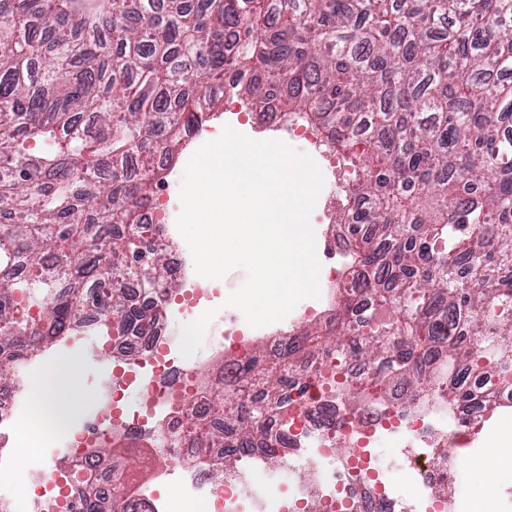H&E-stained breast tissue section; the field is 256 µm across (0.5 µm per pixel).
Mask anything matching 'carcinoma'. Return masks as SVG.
Masks as SVG:
<instances>
[{
    "mask_svg": "<svg viewBox=\"0 0 512 512\" xmlns=\"http://www.w3.org/2000/svg\"><path fill=\"white\" fill-rule=\"evenodd\" d=\"M217 86L345 156L338 223L370 304L350 294L336 327L288 338L273 365L259 349L238 362L257 394L214 399L212 470L257 448L277 462L266 425L305 394L302 361L352 357V335L382 398L404 382L417 409L444 388L457 408L492 404L471 379L512 359V0H13L0 14V268L22 256L28 273L0 276V364L74 331L81 310L116 336L151 326L125 289L91 284L176 288L141 223L152 179L129 151L161 169ZM18 295L39 320L18 319ZM370 397L338 385L324 410ZM139 442L97 449L112 489L89 492L88 512H148L131 492Z\"/></svg>",
    "mask_w": 512,
    "mask_h": 512,
    "instance_id": "carcinoma-1",
    "label": "carcinoma"
}]
</instances>
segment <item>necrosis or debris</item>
Returning <instances> with one entry per match:
<instances>
[{
  "mask_svg": "<svg viewBox=\"0 0 512 512\" xmlns=\"http://www.w3.org/2000/svg\"><path fill=\"white\" fill-rule=\"evenodd\" d=\"M339 208L332 193L322 197L315 216L317 255L326 283L320 298L301 312L258 329L243 326L236 310L225 311L223 327L207 331L211 358L222 360L227 352L244 351L248 337L255 334L266 337L269 354H277L276 335L299 319L323 316L335 305L337 290L353 282L345 264L348 242L336 232ZM218 294V289L203 284L179 297L131 289V303L156 306L153 329L145 334L133 329L121 339L100 334L99 343L113 362L92 416L59 440L60 464L33 467L21 481L11 483L13 505L27 507L28 512H85L89 489L109 483L94 453L100 439L133 432L165 443L158 454L167 466L142 495L151 512H168L172 490L184 501L205 503L210 512H462L460 502L444 492L452 475L445 452L470 445L474 427L485 426L491 418L511 419L512 390L497 394L498 411L471 410L467 424L459 410L449 409L447 392H440L429 409L411 412L399 391L330 425L316 414L324 394L314 385L305 402L292 405L287 417L270 425L283 441L280 468L302 470L301 479L277 481L259 493L250 491L252 476L267 465L259 451L239 457L224 478H214L205 467L212 449L193 447L189 438L191 424L207 417L214 389L200 382L196 358L181 355L178 337L168 332V320H196ZM132 388L143 392L135 409L124 403ZM385 444L394 445L402 455L403 476L415 489L412 496H404L388 473L380 455Z\"/></svg>",
  "mask_w": 512,
  "mask_h": 512,
  "instance_id": "obj_1",
  "label": "necrosis or debris"
}]
</instances>
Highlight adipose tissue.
<instances>
[{"mask_svg":"<svg viewBox=\"0 0 512 512\" xmlns=\"http://www.w3.org/2000/svg\"><path fill=\"white\" fill-rule=\"evenodd\" d=\"M81 365L70 358L59 362L43 375L36 386V419L42 428L65 426L89 400L80 387Z\"/></svg>","mask_w":512,"mask_h":512,"instance_id":"obj_1","label":"adipose tissue"}]
</instances>
